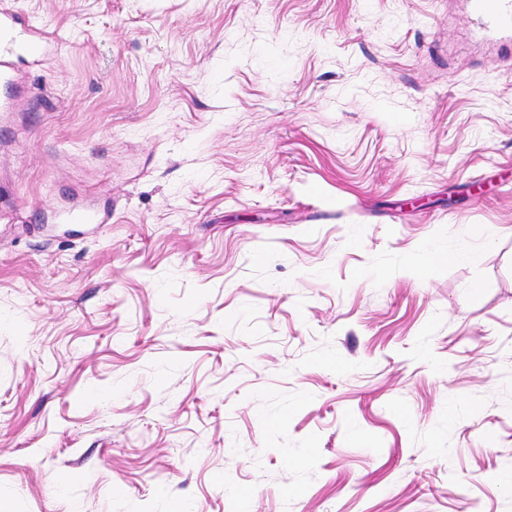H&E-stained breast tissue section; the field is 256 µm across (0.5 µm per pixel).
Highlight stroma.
I'll use <instances>...</instances> for the list:
<instances>
[{
	"label": "stroma",
	"instance_id": "obj_1",
	"mask_svg": "<svg viewBox=\"0 0 512 512\" xmlns=\"http://www.w3.org/2000/svg\"><path fill=\"white\" fill-rule=\"evenodd\" d=\"M1 6L59 46L0 105V512H512V40Z\"/></svg>",
	"mask_w": 512,
	"mask_h": 512
}]
</instances>
